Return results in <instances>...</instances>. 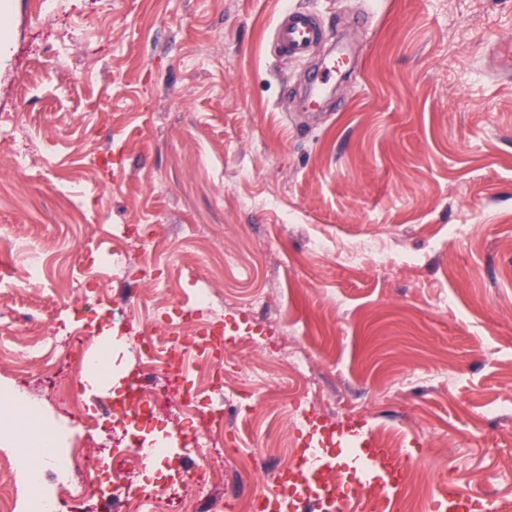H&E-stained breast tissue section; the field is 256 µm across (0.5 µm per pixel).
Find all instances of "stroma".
Wrapping results in <instances>:
<instances>
[{"label":"stroma","mask_w":512,"mask_h":512,"mask_svg":"<svg viewBox=\"0 0 512 512\" xmlns=\"http://www.w3.org/2000/svg\"><path fill=\"white\" fill-rule=\"evenodd\" d=\"M33 3L10 0L0 35V248L14 258L0 347L45 318L54 369L0 359V384L96 466L98 498L73 493L63 512H125L134 488L172 490L167 512H184L196 489L177 458L144 462L132 487L114 475L136 437L169 431L223 474L213 495L269 490L306 433L302 408L436 449L458 486L512 503V81L494 74L512 0H56L40 16ZM285 8L357 62L325 111L296 94L310 61L275 48ZM16 152L30 157L19 174ZM62 175L77 186L60 200ZM116 240L130 261L109 275ZM367 242L383 258L343 261ZM33 247L51 261L38 273ZM130 288L174 319L206 291L219 323L257 324L219 366L167 345L187 372L175 394L245 384L248 408L224 422L255 472L231 474L196 418L129 426L125 389L85 398L80 417L52 399L75 347L107 330L138 376L144 312L82 303Z\"/></svg>","instance_id":"1"}]
</instances>
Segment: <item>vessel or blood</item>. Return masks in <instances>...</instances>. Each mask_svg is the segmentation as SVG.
Here are the masks:
<instances>
[{
  "instance_id": "obj_1",
  "label": "vessel or blood",
  "mask_w": 512,
  "mask_h": 512,
  "mask_svg": "<svg viewBox=\"0 0 512 512\" xmlns=\"http://www.w3.org/2000/svg\"><path fill=\"white\" fill-rule=\"evenodd\" d=\"M274 35L288 56L303 58L318 41L320 32L310 14L289 9L280 14ZM348 65V58L341 55L324 60L306 90L310 103H318ZM236 342L235 335L208 323L190 329L181 339L184 347L209 358L221 357ZM335 444L333 426L321 425L319 432L311 434L304 447L295 450L273 490L260 495L261 512H298L301 502L307 498L315 499L318 512H343L348 504L355 512H364L367 503L383 504L398 497L405 479L403 457L395 455L392 449L380 447L374 436L360 432L350 450L351 461L346 464L336 458ZM487 508V503L448 485L440 488L433 512H486Z\"/></svg>"
}]
</instances>
